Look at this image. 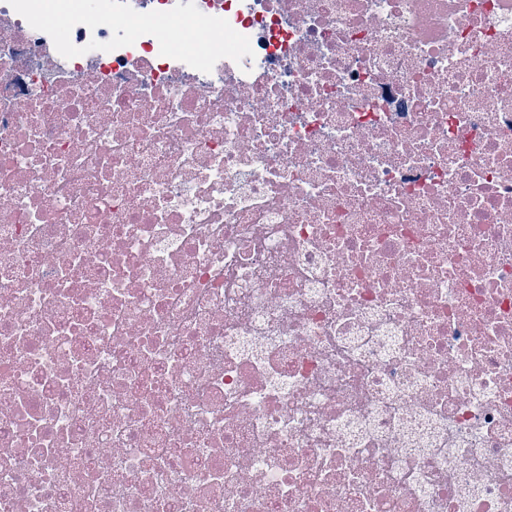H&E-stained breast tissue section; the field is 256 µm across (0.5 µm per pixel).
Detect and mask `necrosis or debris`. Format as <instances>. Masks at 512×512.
<instances>
[{
  "mask_svg": "<svg viewBox=\"0 0 512 512\" xmlns=\"http://www.w3.org/2000/svg\"><path fill=\"white\" fill-rule=\"evenodd\" d=\"M45 2L0 512H512V0Z\"/></svg>",
  "mask_w": 512,
  "mask_h": 512,
  "instance_id": "necrosis-or-debris-1",
  "label": "necrosis or debris"
}]
</instances>
